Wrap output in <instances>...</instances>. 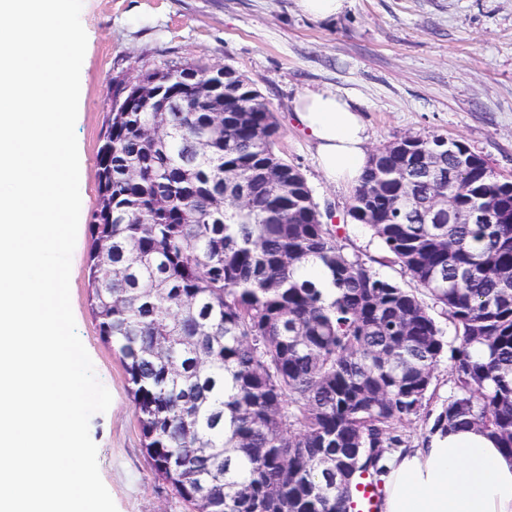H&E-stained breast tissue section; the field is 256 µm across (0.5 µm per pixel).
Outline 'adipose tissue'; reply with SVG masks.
<instances>
[{"label": "adipose tissue", "instance_id": "adipose-tissue-1", "mask_svg": "<svg viewBox=\"0 0 512 512\" xmlns=\"http://www.w3.org/2000/svg\"><path fill=\"white\" fill-rule=\"evenodd\" d=\"M332 182L355 184L368 160L360 113L329 91L293 103ZM382 512H512V454L471 428L434 433L423 447L385 459Z\"/></svg>", "mask_w": 512, "mask_h": 512}]
</instances>
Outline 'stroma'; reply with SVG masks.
I'll use <instances>...</instances> for the list:
<instances>
[{"label":"stroma","instance_id":"stroma-1","mask_svg":"<svg viewBox=\"0 0 512 512\" xmlns=\"http://www.w3.org/2000/svg\"><path fill=\"white\" fill-rule=\"evenodd\" d=\"M81 23V228L70 300L76 332L112 396L106 412L92 415L89 432L117 512H189L153 474L120 357L89 305L98 151L114 85L174 62L243 74L273 108L279 153L300 169L323 223L339 227L348 251L394 278L378 240L348 214L351 187L318 169L292 103L309 90L331 91L361 113L368 150L408 133L443 135L512 174V0H350L341 16L324 21L302 14L296 0H83Z\"/></svg>","mask_w":512,"mask_h":512}]
</instances>
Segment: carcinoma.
Wrapping results in <instances>:
<instances>
[{"instance_id": "obj_1", "label": "carcinoma", "mask_w": 512, "mask_h": 512, "mask_svg": "<svg viewBox=\"0 0 512 512\" xmlns=\"http://www.w3.org/2000/svg\"><path fill=\"white\" fill-rule=\"evenodd\" d=\"M198 64L147 68L170 85ZM224 130L206 112L110 107L98 153V209L88 288L100 335L119 353L154 475L191 512H353L360 480L381 473L398 425L478 426L512 453V181L479 154L435 182L383 154L368 161L351 218L437 189L460 210L498 198L502 223L369 224L407 288L382 277L322 222L298 168L277 149L268 102L240 73ZM249 121L236 122V111ZM167 123L154 139L143 129ZM288 181L280 195L266 177ZM245 187L249 206L238 202ZM317 262L334 289L301 273ZM441 308L459 340L453 392L429 409L444 353ZM340 451L337 480L321 457Z\"/></svg>"}]
</instances>
